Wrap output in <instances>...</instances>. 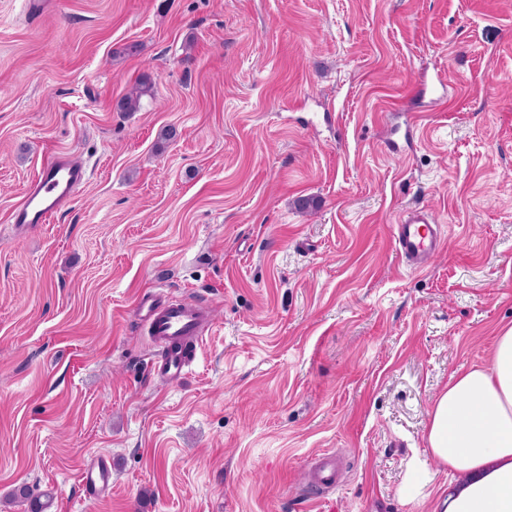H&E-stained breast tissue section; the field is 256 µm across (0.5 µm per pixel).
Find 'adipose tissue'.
<instances>
[{
	"instance_id": "1",
	"label": "adipose tissue",
	"mask_w": 512,
	"mask_h": 512,
	"mask_svg": "<svg viewBox=\"0 0 512 512\" xmlns=\"http://www.w3.org/2000/svg\"><path fill=\"white\" fill-rule=\"evenodd\" d=\"M426 441L440 468L467 476L445 512H512V327L498 336L487 367L451 377Z\"/></svg>"
}]
</instances>
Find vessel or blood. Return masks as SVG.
Wrapping results in <instances>:
<instances>
[{"label": "vessel or blood", "instance_id": "1", "mask_svg": "<svg viewBox=\"0 0 512 512\" xmlns=\"http://www.w3.org/2000/svg\"><path fill=\"white\" fill-rule=\"evenodd\" d=\"M88 179L87 168L68 156L58 154L46 159L13 209L12 224L28 229L49 223L85 187ZM445 238L443 225L435 222L428 209L415 206L396 225L393 244L405 265L417 271L428 266ZM135 309L142 327L161 348L155 373L168 381L183 379L196 358V340L209 322L207 308L198 303L171 300L159 293L143 292L135 300ZM111 482L112 469L106 455L98 454L85 462L80 483L88 495H106ZM310 482L319 490L332 488L336 483L335 461L320 457L310 474Z\"/></svg>", "mask_w": 512, "mask_h": 512}]
</instances>
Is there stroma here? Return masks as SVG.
<instances>
[{
  "label": "stroma",
  "instance_id": "obj_1",
  "mask_svg": "<svg viewBox=\"0 0 512 512\" xmlns=\"http://www.w3.org/2000/svg\"><path fill=\"white\" fill-rule=\"evenodd\" d=\"M60 152L88 184L14 229ZM415 205L448 227L421 272ZM146 289L211 308L181 382ZM509 326L512 0H0V512H436L461 477L401 495L433 403ZM446 238L443 224H436L428 209L414 206L407 210L393 236L395 251L411 270H423L441 250ZM112 469L106 455L98 454L88 459L80 474V483L89 496L99 497L109 493ZM310 482L319 490L330 489L336 484V463L331 457L320 456L310 474Z\"/></svg>",
  "mask_w": 512,
  "mask_h": 512
}]
</instances>
